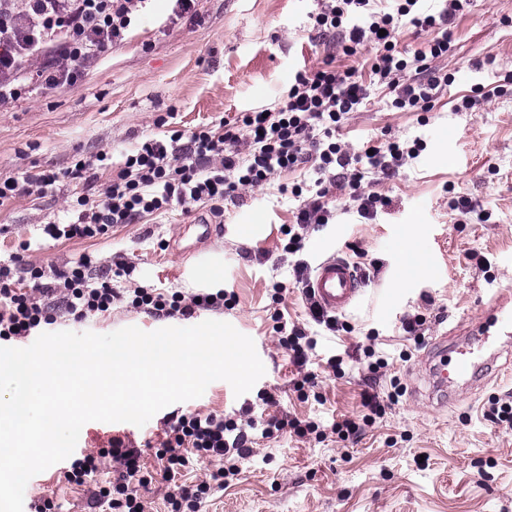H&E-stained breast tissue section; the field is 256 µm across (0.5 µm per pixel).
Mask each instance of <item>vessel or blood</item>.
<instances>
[{
    "label": "vessel or blood",
    "mask_w": 512,
    "mask_h": 512,
    "mask_svg": "<svg viewBox=\"0 0 512 512\" xmlns=\"http://www.w3.org/2000/svg\"><path fill=\"white\" fill-rule=\"evenodd\" d=\"M362 282L351 266L342 259L329 258L316 268L309 287L316 302L327 312H342L350 307L360 293ZM482 338L512 334V303L503 296L491 298L485 316L475 324ZM477 367L474 351L461 353L450 361L448 369L440 370L443 384L454 383L468 376Z\"/></svg>",
    "instance_id": "b4317fda"
}]
</instances>
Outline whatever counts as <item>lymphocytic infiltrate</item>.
I'll list each match as a JSON object with an SVG mask.
<instances>
[{
	"instance_id": "lymphocytic-infiltrate-1",
	"label": "lymphocytic infiltrate",
	"mask_w": 512,
	"mask_h": 512,
	"mask_svg": "<svg viewBox=\"0 0 512 512\" xmlns=\"http://www.w3.org/2000/svg\"><path fill=\"white\" fill-rule=\"evenodd\" d=\"M421 0H329L312 12L317 29L340 30V49L356 55L365 45L375 52L368 59V79H359L355 70H337L323 63L315 70L296 71L278 104L267 111L247 112L224 121L221 130L202 128L184 134L173 131L168 140L148 139L125 158L111 185L100 194L77 197L74 221L48 224L47 236L54 240L94 238L118 224L133 223L141 213H149L176 203L186 205L207 201L219 203L237 197L239 191L261 186L275 173L314 164L320 174H334L347 181L358 203V211L370 216L385 200L364 192L365 170L392 175L406 159L417 158L423 140L388 141L374 146L366 168L354 165V158L329 134L350 112L369 97L370 84L386 86L395 108L427 112L438 91L451 78L432 69L434 59L453 50L452 24L469 0H445L442 9L428 13ZM146 0H0V109L18 101L27 82L37 81L52 88L69 84L77 74L94 63L105 51L121 43L132 14ZM410 23L428 35L418 52L398 51L397 33L401 23ZM412 70L416 79L399 82L402 72ZM107 159L98 154L77 160L73 167L42 171L24 180L0 178V206L17 195L46 192L64 180L93 183ZM328 187H320L307 199L297 215V225L288 229L285 252L294 254L303 247L310 225L328 223L331 211L326 202ZM83 256L74 267L54 271L52 282H44L42 268L30 265L24 253H15L9 263L0 264V342L25 339L41 325L53 324L65 315L82 321L89 314L108 311L115 293L112 274L105 271L89 280ZM54 295L58 306L44 303L43 295ZM224 293H200L190 302L137 288L131 304L156 316L181 315L189 318L199 309L225 305ZM247 432L220 413L206 415L186 412L168 426L155 456L160 475L173 489L168 495L170 512H198L214 488L229 484L239 473L238 461L245 455ZM195 455L212 464L207 479L192 485L176 480ZM138 449L119 437L108 447L74 457L64 477L67 483L82 486L110 464L115 480L92 492L90 504L96 512H141L139 486L147 483Z\"/></svg>"
}]
</instances>
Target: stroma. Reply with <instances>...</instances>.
I'll return each instance as SVG.
<instances>
[{
    "label": "stroma",
    "instance_id": "stroma-1",
    "mask_svg": "<svg viewBox=\"0 0 512 512\" xmlns=\"http://www.w3.org/2000/svg\"><path fill=\"white\" fill-rule=\"evenodd\" d=\"M318 0H196L193 12L177 17L171 0H148L136 12L126 40L105 52L74 83L60 88L33 85L12 107L0 111V177L23 178L60 171L100 152L111 157L98 170L95 189L108 186L127 154L144 138L186 133L276 102L300 69L334 56L338 69L360 68L356 56L336 51L335 34L317 35L308 14ZM431 66L453 82L428 112L394 108L377 87L366 104L337 129L336 139L354 152L367 142L423 138L426 148L389 176L366 175L365 190L382 195L386 206L361 217L349 192L329 224L309 231L301 252L282 249V230L295 223L302 197L316 191L312 168L274 175L263 187L225 200L223 216L207 202L175 205L115 226L92 239L54 241L46 224L74 217L72 203L82 185L62 182L44 194L16 197L0 207V263L28 244L35 266L71 265L90 256L100 265L126 267L114 288H157L192 296L221 288L234 293L233 308L195 313L193 320L230 323L251 337L265 373L251 391L235 395L229 383L212 382L196 399L154 415L140 434L121 422L86 423L78 442L106 447L119 436L150 448L172 419L187 411L217 412L245 425L248 418L283 410L318 424L320 435L249 431L248 452L231 484L215 489L200 512H512V428L483 415L491 396L512 391V364L499 358L469 383L442 395L434 385L432 356L442 341L474 343L470 333L489 300L512 289V92L494 95L512 79V0H470L454 24V48ZM491 91L460 109L475 85ZM300 185L302 197L291 194ZM464 195L490 212L488 221L448 205ZM379 261L360 270L363 292L342 313L350 332L335 336L308 315L295 284L298 262L349 258L352 249ZM214 268L219 285L197 272ZM284 288L282 301L273 298ZM305 327L316 343L307 371L316 386L297 392V369L274 330L277 313ZM424 314L429 328L422 343L404 333V316ZM181 316L158 317L114 303L111 310L82 322L61 317L53 331L110 333L135 326L151 332L184 327ZM385 355L390 367L376 383L388 393L398 379L405 393L388 405L374 425L348 440L331 431L334 420L365 414L361 361L366 349ZM344 356L339 374L324 371L326 360ZM275 405L263 402L264 395ZM63 470L49 467L28 481L26 506L36 493H52L57 512H89L86 487L67 484Z\"/></svg>",
    "mask_w": 512,
    "mask_h": 512
}]
</instances>
